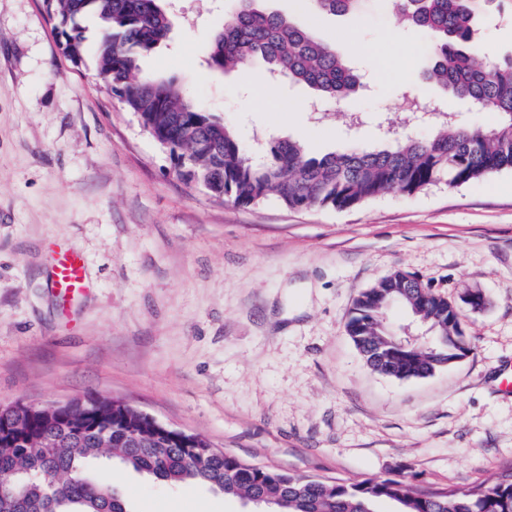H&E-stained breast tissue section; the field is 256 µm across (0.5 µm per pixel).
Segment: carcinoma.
I'll list each match as a JSON object with an SVG mask.
<instances>
[{"label":"carcinoma","mask_w":512,"mask_h":512,"mask_svg":"<svg viewBox=\"0 0 512 512\" xmlns=\"http://www.w3.org/2000/svg\"><path fill=\"white\" fill-rule=\"evenodd\" d=\"M166 0H45L64 54L84 59L80 20L93 12L100 24L95 65L111 93L153 137L192 159L193 178L215 199L242 206L270 197L287 208L348 209L392 191L408 195L441 182L459 186L512 170V56L476 49L481 0H390L395 19L431 37L426 79L453 97L489 108L496 122L468 128L443 113L429 136L382 139L364 149L347 146L321 157L294 139L268 141L256 159L236 130L187 94L172 78L138 74V60L170 39ZM318 11H361L367 0H308ZM261 60L274 79L306 84L315 101L353 97L359 81L332 44L267 9L263 0L242 4L224 20L205 62L215 72L240 70ZM395 304L431 332L418 347L401 340L386 323ZM461 312L442 296L399 273L362 292L346 332L366 363L397 378L425 377L452 366L458 353ZM88 412L66 407L48 415L25 407L0 410V512H113L128 509L104 461L171 485L200 484L226 496L259 497L280 512H376L397 504L400 512H512V471L492 483L462 489L419 490L396 478L329 481L293 476L249 464L196 441L191 456L166 436L133 444L141 431L137 414L93 400Z\"/></svg>","instance_id":"obj_1"}]
</instances>
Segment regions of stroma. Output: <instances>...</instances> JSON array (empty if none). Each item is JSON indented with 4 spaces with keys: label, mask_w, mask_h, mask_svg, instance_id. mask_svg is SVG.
<instances>
[{
    "label": "stroma",
    "mask_w": 512,
    "mask_h": 512,
    "mask_svg": "<svg viewBox=\"0 0 512 512\" xmlns=\"http://www.w3.org/2000/svg\"><path fill=\"white\" fill-rule=\"evenodd\" d=\"M235 0H173L172 39L139 61L173 77L247 146L304 141L315 156L374 146L409 100L442 101L459 124L493 113L427 84L429 36L385 0L359 15H315L268 0L338 43L363 82L310 111L312 89L203 64ZM84 60L59 46L42 0H0V404L118 400L242 460L326 479L392 477L467 487L512 471V171L347 210L243 207L171 171L168 154ZM84 259L94 288L63 301L47 286L51 245ZM401 270L461 309L475 350L434 375L372 371L345 333L357 296ZM132 512H248L199 486L165 487L121 465Z\"/></svg>",
    "instance_id": "obj_1"
}]
</instances>
